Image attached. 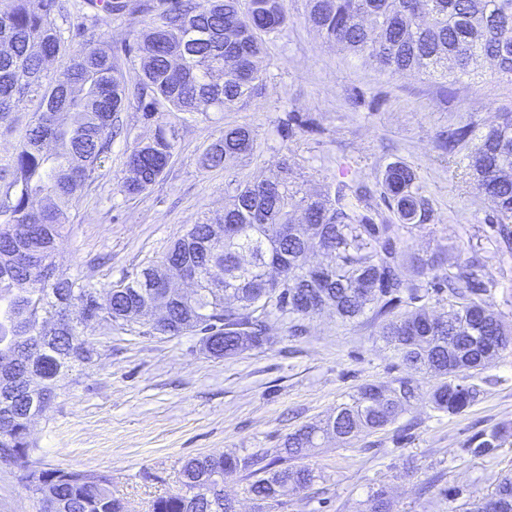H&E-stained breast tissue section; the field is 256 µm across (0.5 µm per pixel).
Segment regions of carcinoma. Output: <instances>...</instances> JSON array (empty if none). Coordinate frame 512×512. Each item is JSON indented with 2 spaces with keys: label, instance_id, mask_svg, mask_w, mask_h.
Segmentation results:
<instances>
[{
  "label": "carcinoma",
  "instance_id": "carcinoma-1",
  "mask_svg": "<svg viewBox=\"0 0 512 512\" xmlns=\"http://www.w3.org/2000/svg\"><path fill=\"white\" fill-rule=\"evenodd\" d=\"M85 4L93 14L84 42L53 77L47 63L65 51L57 25L63 0H13L0 10V122L25 97L41 95V110L14 149L0 191V377L39 368L40 415L69 371L91 360L93 351L80 331L91 319L107 330L138 325L149 334L200 335L207 353L228 358L263 345L267 319L275 313L296 320L330 308L350 323L373 310L382 341L407 370L384 389L383 399L369 400L380 386H360L334 415L289 433L271 461L266 453L190 458L182 467V491L156 498L152 512H226L231 501L224 495V476L240 472L254 477L249 490L269 507L285 484L310 488L316 475L303 462L308 449L325 436L349 441L391 424L417 398L420 374L436 380L430 392L436 411L457 415L470 407L479 390L458 376L489 368L511 348L512 324L486 301L482 264L464 257V247H457L454 271L443 281L428 276L437 257L408 256L402 231L431 223L433 207L403 162L386 166L378 203L371 188L354 179L339 180L314 197L300 194L286 175L237 184L224 213L192 225L161 259L173 276L196 270L200 287L189 300L165 284L148 287L145 278L154 264L107 289L78 274L55 273L69 207L109 158L114 135L131 134L122 112L133 105L154 125L152 136L135 141L126 157L129 176L120 191L133 196L169 171L187 121L231 112L261 90L263 36L288 21L286 0H160L136 36L140 80L131 94L111 46L96 32L127 3ZM307 13L327 42L392 74L465 73L485 59L494 73L512 79V0H307ZM255 144L251 128H223L200 166L226 168L252 153ZM441 148L450 158L465 153L474 192L492 200L499 235L512 241V112L497 113L479 135L471 124L448 129ZM212 224L233 234L212 241ZM312 252L326 256L320 280L307 264ZM444 294L446 315H429L424 301ZM146 301L164 305L163 324L142 316ZM70 305L75 319L57 333V341L42 354L25 353ZM15 390L16 401L0 407V459L27 464L31 395L22 381ZM511 438L505 428L493 427L470 438L464 450L488 456ZM22 480L41 500V512H123L105 475L48 468ZM488 499L498 503L499 512H512L511 473L467 512H482ZM362 512H390L386 492L374 491Z\"/></svg>",
  "mask_w": 512,
  "mask_h": 512
}]
</instances>
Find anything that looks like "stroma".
I'll return each instance as SVG.
<instances>
[{"label": "stroma", "instance_id": "stroma-1", "mask_svg": "<svg viewBox=\"0 0 512 512\" xmlns=\"http://www.w3.org/2000/svg\"><path fill=\"white\" fill-rule=\"evenodd\" d=\"M131 12L103 30L128 85L138 80L134 33L160 0H128ZM289 21L267 41L262 91L212 121L181 131L169 172L137 196L120 192L131 140L118 138L95 179L69 213L57 255L61 270L109 287L168 247L205 214L222 209L229 182L259 180L289 163L303 190L314 193L348 169L377 188L385 167L411 166L434 209L432 223L404 232L409 252L439 257L433 276L460 243L473 244L483 263L487 300L512 317V254L487 223L494 209L475 195L464 156L440 147L449 128L482 127L512 110V81L479 63L468 75H391L330 45L307 21L305 0H287ZM30 96L10 121L0 123V170L39 110ZM295 116L290 131L282 123ZM249 126L257 148L228 172L207 171L199 159L216 129ZM290 319L271 317L269 341L231 358H214L199 336L108 331L92 324L82 336L87 363L60 382L57 399L30 428L31 461L38 468L103 474L128 512H151L154 499L182 489L191 457L221 452H270L303 424L327 416L365 383L392 385L405 370L378 339L379 321L366 312L344 324L328 312L305 319L304 335ZM492 383H484V376ZM487 375L472 376L480 394L465 412L448 416L422 396L406 418L361 436L331 441L307 461L317 475L312 489L287 494L273 512H357L371 490L386 488L393 512H464L512 472V442L490 457L467 454L464 443L495 425L512 427V350ZM20 464L0 463V512H38L21 479ZM455 490V500L441 489Z\"/></svg>", "mask_w": 512, "mask_h": 512}]
</instances>
